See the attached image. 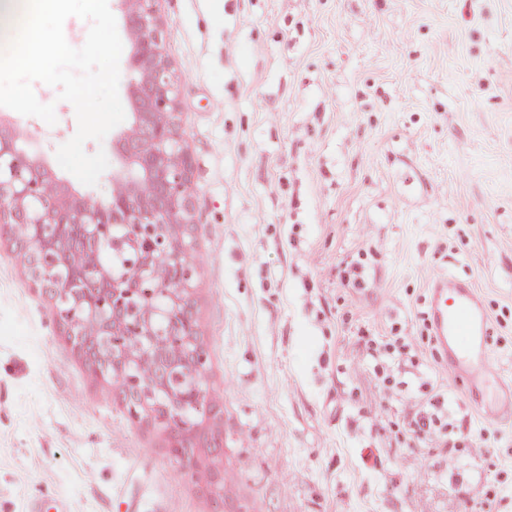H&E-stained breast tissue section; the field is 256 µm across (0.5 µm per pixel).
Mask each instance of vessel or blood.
<instances>
[{
    "label": "vessel or blood",
    "mask_w": 512,
    "mask_h": 512,
    "mask_svg": "<svg viewBox=\"0 0 512 512\" xmlns=\"http://www.w3.org/2000/svg\"><path fill=\"white\" fill-rule=\"evenodd\" d=\"M430 309L435 340L485 419H512V385L505 384L487 349L488 316L471 284L435 278Z\"/></svg>",
    "instance_id": "b4317fda"
}]
</instances>
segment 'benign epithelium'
<instances>
[{
    "mask_svg": "<svg viewBox=\"0 0 512 512\" xmlns=\"http://www.w3.org/2000/svg\"><path fill=\"white\" fill-rule=\"evenodd\" d=\"M132 41L131 63L138 73L133 86L129 133L116 137L122 166L112 173V197L88 203L64 194L49 165L24 151L0 119V230L35 224L21 248L40 285L69 304L60 324L73 345L104 377L117 375L127 388L140 384L135 364L151 362V391H166L169 371L185 367L192 375L206 364L197 342L188 301L191 277L185 258L188 243L181 225L192 209L191 165L175 127L174 90L156 37L155 0H115ZM150 192H141L142 183ZM87 260L80 282H64L59 269L72 257ZM169 281L157 299L140 302L138 285L152 278L159 261ZM139 338L138 356L127 353L119 338ZM185 405L180 397L143 404L164 423Z\"/></svg>",
    "mask_w": 512,
    "mask_h": 512,
    "instance_id": "7a95c632",
    "label": "benign epithelium"
}]
</instances>
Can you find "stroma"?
<instances>
[{"mask_svg":"<svg viewBox=\"0 0 512 512\" xmlns=\"http://www.w3.org/2000/svg\"><path fill=\"white\" fill-rule=\"evenodd\" d=\"M191 160L189 291L205 415L192 459L128 415L0 236V512H512V421L434 340L431 280L470 282L512 383V0H156ZM57 122L11 112L69 195ZM402 361L387 364L390 344ZM435 407L442 431L412 438ZM452 434L454 448L442 437ZM434 413L427 411H420L414 414L408 423L409 432L417 438H432L437 433H440V428L435 424L433 418Z\"/></svg>","mask_w":512,"mask_h":512,"instance_id":"35a3bbf8","label":"stroma"}]
</instances>
